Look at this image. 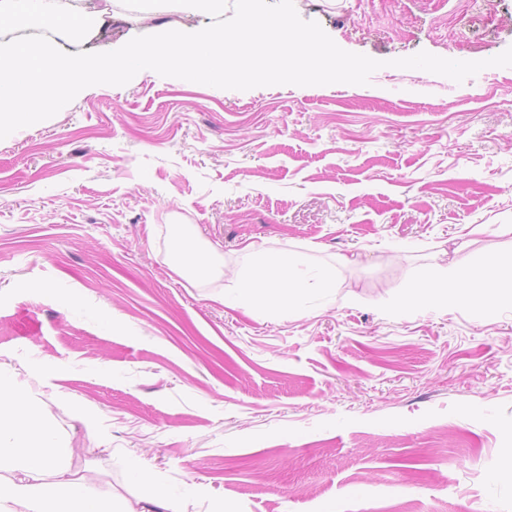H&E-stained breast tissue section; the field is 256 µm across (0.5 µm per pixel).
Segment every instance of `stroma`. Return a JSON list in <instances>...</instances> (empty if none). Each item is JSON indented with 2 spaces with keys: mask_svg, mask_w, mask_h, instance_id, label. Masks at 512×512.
Wrapping results in <instances>:
<instances>
[{
  "mask_svg": "<svg viewBox=\"0 0 512 512\" xmlns=\"http://www.w3.org/2000/svg\"><path fill=\"white\" fill-rule=\"evenodd\" d=\"M294 4L385 68L248 91L144 70L0 140V377L131 501L136 459L183 512H512V299L402 305L423 267L512 251V68L389 65L500 54L512 0ZM107 9L86 51L212 21ZM185 239L207 271L174 269ZM250 245L336 286L224 305Z\"/></svg>",
  "mask_w": 512,
  "mask_h": 512,
  "instance_id": "stroma-1",
  "label": "stroma"
}]
</instances>
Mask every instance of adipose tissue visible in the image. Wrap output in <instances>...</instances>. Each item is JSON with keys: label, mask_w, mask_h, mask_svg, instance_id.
Listing matches in <instances>:
<instances>
[{"label": "adipose tissue", "mask_w": 512, "mask_h": 512, "mask_svg": "<svg viewBox=\"0 0 512 512\" xmlns=\"http://www.w3.org/2000/svg\"><path fill=\"white\" fill-rule=\"evenodd\" d=\"M95 14L92 0H0L1 28L37 20L68 30ZM488 263L487 256L475 254L464 269H421L406 283L404 301L422 306L449 294L473 305L477 316L490 317L494 297L512 291V254L498 259L496 272H488ZM238 279L224 301L240 308L259 300L274 310L296 309L307 284L325 292L335 286L330 270H307L304 255L292 252L260 256ZM73 454L29 395L0 379V512H180L176 502L159 494L133 504L95 493L94 472L73 469Z\"/></svg>", "instance_id": "1"}]
</instances>
